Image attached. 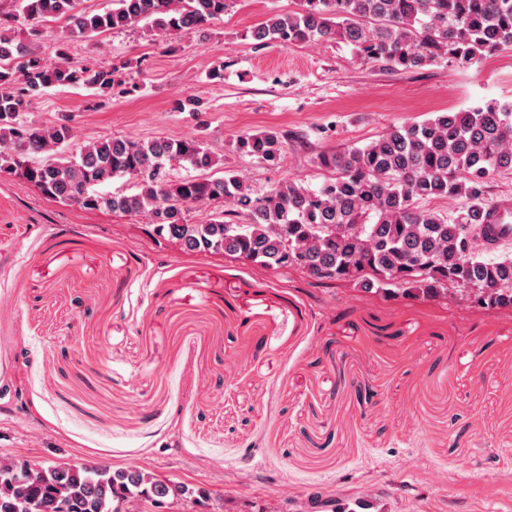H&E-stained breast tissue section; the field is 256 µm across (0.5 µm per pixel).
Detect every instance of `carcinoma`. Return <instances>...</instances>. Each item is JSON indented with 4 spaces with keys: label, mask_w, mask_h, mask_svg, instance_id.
Masks as SVG:
<instances>
[{
    "label": "carcinoma",
    "mask_w": 512,
    "mask_h": 512,
    "mask_svg": "<svg viewBox=\"0 0 512 512\" xmlns=\"http://www.w3.org/2000/svg\"><path fill=\"white\" fill-rule=\"evenodd\" d=\"M113 2L94 13L77 9V0H20L33 25L65 20L56 64L16 41L18 15L0 9V173L84 211L142 215L155 239L185 253L223 254L278 272L297 251V271L319 285L350 283L388 299H446L451 291L482 310H512V253L460 258L472 226L500 224L512 213V202L486 197L493 173L512 172V105L490 101L436 112L393 126L363 147L323 149L317 165L328 177L316 190L288 179L258 192L229 170L208 177L204 172L218 159L199 139L103 137L68 155L72 127L32 120L33 99L76 85L123 94L138 88L127 86L117 65L70 60L69 41L141 22L162 40L220 17L229 0ZM251 37L280 44L337 40L358 60L393 70L444 60L470 64L512 50V0H303L301 11L270 17ZM296 141L288 131H261L237 136L233 148L276 165ZM174 162L200 175L174 180L168 171ZM115 178L131 181L133 191L100 190ZM441 199L459 201L461 216L450 221L420 207ZM196 207L211 208V218L187 223L185 213ZM156 497L200 502L210 492L140 468L0 457V512H111L120 501Z\"/></svg>",
    "instance_id": "cac0c4a2"
}]
</instances>
